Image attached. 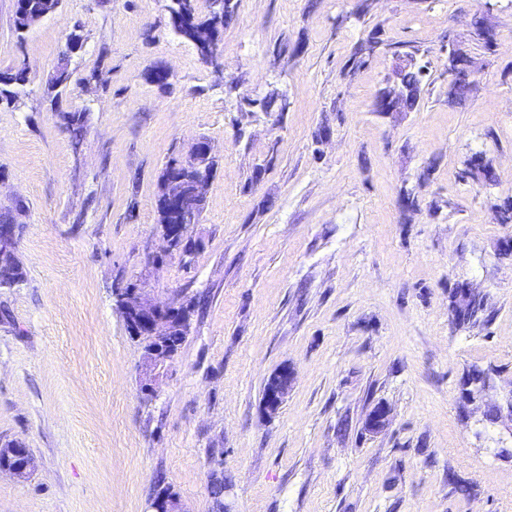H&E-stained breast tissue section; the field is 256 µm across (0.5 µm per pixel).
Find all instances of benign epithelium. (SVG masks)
I'll list each match as a JSON object with an SVG mask.
<instances>
[{
  "label": "benign epithelium",
  "instance_id": "7a95c632",
  "mask_svg": "<svg viewBox=\"0 0 512 512\" xmlns=\"http://www.w3.org/2000/svg\"><path fill=\"white\" fill-rule=\"evenodd\" d=\"M450 58L462 68V80L449 85L448 97L473 90L478 81L479 71L472 66L466 55L454 51ZM211 147L205 140L196 142L185 160H173L162 175L160 192L157 196L159 210L180 215L181 223L172 226L163 223L157 231L166 255L179 254L183 248L181 230L198 223V211L202 207L205 189L212 177ZM115 302L131 308L135 313L132 333L136 336H150L156 341L150 360L142 366L141 390L151 394L166 369L169 358L164 340L172 325L179 318L176 306L163 304L151 298L143 288H117L113 291ZM293 373L286 367L277 370L270 378L264 396V409L268 413L279 408L292 385ZM388 423V411L383 406L376 407L368 416L365 427L371 432L381 430Z\"/></svg>",
  "mask_w": 512,
  "mask_h": 512
}]
</instances>
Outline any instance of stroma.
<instances>
[{"label": "stroma", "mask_w": 512, "mask_h": 512, "mask_svg": "<svg viewBox=\"0 0 512 512\" xmlns=\"http://www.w3.org/2000/svg\"><path fill=\"white\" fill-rule=\"evenodd\" d=\"M361 4L232 0L214 66L169 0H62L22 34L0 0V69L28 76L0 98L23 273L0 284V446L33 459L26 479L0 473V512H151L161 483L184 512H512V0ZM374 30L384 48L352 64ZM452 46L481 69L454 101ZM409 62L417 108L375 111ZM268 96L286 111L256 108ZM201 139L199 246L165 255L160 179ZM474 159L494 182L465 175ZM129 285L198 304L150 396L112 295ZM463 288L484 319L457 324ZM283 366L295 381L269 415ZM379 405L389 423L368 431ZM293 379V373L288 370V367L280 368L270 378L269 387L263 400L264 409L269 414L276 413L278 410H273L279 408L283 404L284 399L288 394V390L292 385Z\"/></svg>", "instance_id": "35a3bbf8"}]
</instances>
